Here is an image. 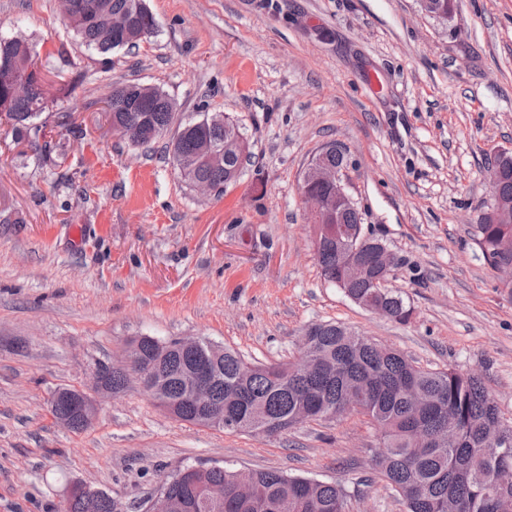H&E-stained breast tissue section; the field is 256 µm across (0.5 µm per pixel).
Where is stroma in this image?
<instances>
[{"label": "stroma", "instance_id": "35a3bbf8", "mask_svg": "<svg viewBox=\"0 0 512 512\" xmlns=\"http://www.w3.org/2000/svg\"><path fill=\"white\" fill-rule=\"evenodd\" d=\"M146 4L153 33L105 57L65 26L61 0H0V32L29 36L49 80L76 85L41 116L47 156L0 125V512H57L75 481L147 512L161 475L195 462L336 482L349 512H405L371 481L381 433L354 412L229 433L172 418L133 383L74 433L50 397L90 389L140 336L285 362L309 326L335 321L423 368L476 374L512 421V289L474 241L487 165L512 149V0H455L446 20L417 0ZM126 83L159 87L183 120H235L252 155L239 179L197 194L163 144L114 134L104 106ZM65 112L82 137L58 127ZM330 142L365 232L394 257L385 285L408 322L320 272L299 184Z\"/></svg>", "mask_w": 512, "mask_h": 512}]
</instances>
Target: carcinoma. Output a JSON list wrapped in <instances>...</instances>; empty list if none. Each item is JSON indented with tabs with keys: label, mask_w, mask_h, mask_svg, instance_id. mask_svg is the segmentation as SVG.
Wrapping results in <instances>:
<instances>
[{
	"label": "carcinoma",
	"mask_w": 512,
	"mask_h": 512,
	"mask_svg": "<svg viewBox=\"0 0 512 512\" xmlns=\"http://www.w3.org/2000/svg\"><path fill=\"white\" fill-rule=\"evenodd\" d=\"M67 26L82 44L107 55L134 47L151 33L155 18L145 0H69ZM44 65L29 40L19 43L0 35V102L11 99L7 117L17 143L46 140L45 125L37 123L47 108ZM30 71L27 93L11 98L10 77ZM134 84L113 90L106 102L112 130L137 147L162 138L173 124L176 134L166 146L168 160L185 182L206 179L221 193L228 181L224 168L227 131L211 122L208 113L179 122L174 105L157 87L135 99ZM499 196L512 204V164L504 167ZM362 216L347 209L338 224L340 237L315 246L323 277L342 288L345 296L370 310L381 308L393 320L405 322L411 308L403 297L366 280L348 279L337 265L344 240L356 234ZM474 241L482 258L496 270L512 263V224H493L483 215ZM140 361H162L160 391L176 401L181 397L193 356L181 352L179 340L153 336L134 339ZM303 349L313 352V371H303V358L285 363H254L231 349L218 362L213 398L224 407V430L257 436H278L307 420H333L347 406L368 416L381 432V447L372 457V471L399 494L407 512H494V493L486 477L500 469L512 471V422L503 421L497 403L481 378L453 369L419 367L403 353L379 345L347 327L318 323L306 330ZM207 480L224 484V506L199 512H346L347 494L335 482L291 476L275 470L252 472L255 495L238 492L237 469L214 465ZM160 491L173 500V512H190L194 492L178 474L162 479ZM69 512H117L105 492L94 502L71 501Z\"/></svg>",
	"instance_id": "carcinoma-1"
}]
</instances>
